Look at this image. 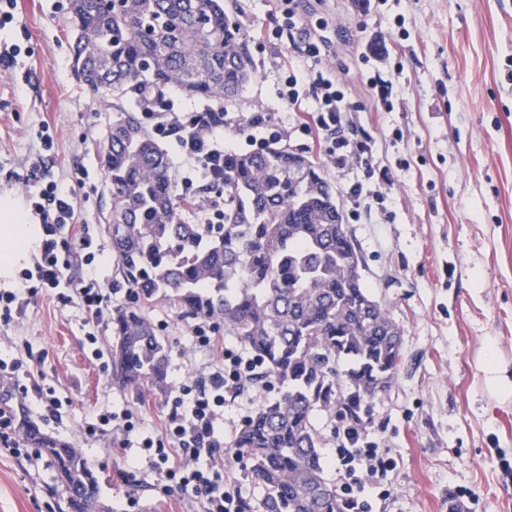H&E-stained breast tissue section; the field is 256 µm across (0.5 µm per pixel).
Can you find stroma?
<instances>
[{
    "label": "stroma",
    "mask_w": 512,
    "mask_h": 512,
    "mask_svg": "<svg viewBox=\"0 0 512 512\" xmlns=\"http://www.w3.org/2000/svg\"><path fill=\"white\" fill-rule=\"evenodd\" d=\"M230 19L245 24L255 76L233 106L263 112L270 129L320 168L342 210L346 191L363 184L367 218L346 219L365 286L402 331L403 362L390 388L370 404L365 431L393 461L385 483L391 497L378 512H448L458 489L470 490L473 512H512V0H371L358 26L357 0H296L298 18L328 43L325 67L347 93L354 138L368 140L374 168L392 186L365 179L362 168L338 170L301 131L288 128L279 91L298 65L300 34L266 42L280 24L278 0H224ZM27 42L26 84L0 70V200L25 202V173L40 149L33 131L49 127L58 180L74 186L77 215L106 249L101 283H119L108 224L112 195L100 157L115 117L111 101L93 99L72 66L70 7L58 0H17L16 23L0 43ZM387 81L380 101L366 73ZM86 179H79V172ZM22 313L0 324V352L29 340L43 361L44 387L63 398L61 420L36 406L28 413L49 435L73 442L103 411L132 410L139 430L132 449L119 434L85 442L101 501L119 512H194L163 496L147 468L131 456L159 425L166 394L134 397L112 384L111 371L89 361L80 311L45 292L23 296ZM146 315L167 341L168 379L198 368L190 323L174 308ZM277 386L262 381L227 394L220 451L224 477L240 490L248 512H261L264 489L234 456L232 443ZM62 495L48 459L0 453V512H61Z\"/></svg>",
    "instance_id": "obj_1"
}]
</instances>
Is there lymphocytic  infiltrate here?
<instances>
[{
  "label": "lymphocytic infiltrate",
  "mask_w": 512,
  "mask_h": 512,
  "mask_svg": "<svg viewBox=\"0 0 512 512\" xmlns=\"http://www.w3.org/2000/svg\"><path fill=\"white\" fill-rule=\"evenodd\" d=\"M327 54L324 42L306 34L300 56L307 68L289 73L279 92L284 107L298 114L299 128L335 168L367 164L366 141L350 140L344 131L342 103L345 93L329 72L317 64ZM153 133L171 143L179 155L191 164L179 171L175 180L182 199L197 197L199 183L223 179L224 159L237 151L235 134L246 131V139L257 143L268 129L267 116L253 112L239 120L220 108L179 111L171 97L143 111ZM37 137L42 153L31 163L22 183L26 188L28 209L39 219L41 237L35 246L33 267L21 273L12 290H0V322L10 323L19 305L20 291L37 293L39 289L57 290V300L75 306L84 316V336L91 359L106 367L108 354L98 336L102 324L112 318L111 293L99 283L98 258L104 250L97 244L89 225L79 224L75 209V191L54 175L50 151L53 139L47 129ZM80 265V277H70L73 265ZM194 345L208 361L198 373L180 382L174 396L166 401V412L159 429L145 437L141 445L149 453L152 471L163 483L165 494L188 501L198 512H242L243 501L231 483L224 480V456L217 450V431L224 418V395L249 383L257 368L255 358L233 350L218 336L217 328L201 321L193 328ZM44 378L40 361L34 360L27 341L13 346L10 360L0 359V382L10 384L18 407H26L30 389ZM344 445L336 451V460L344 473L341 492L352 512H371L367 489H377L380 499L391 492L382 480L390 463L379 454L374 443L361 430L343 432Z\"/></svg>",
  "instance_id": "lymphocytic-infiltrate-1"
}]
</instances>
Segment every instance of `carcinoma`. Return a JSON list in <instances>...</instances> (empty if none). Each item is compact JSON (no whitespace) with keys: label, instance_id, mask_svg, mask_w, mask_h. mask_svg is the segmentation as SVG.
<instances>
[{"label":"carcinoma","instance_id":"1","mask_svg":"<svg viewBox=\"0 0 512 512\" xmlns=\"http://www.w3.org/2000/svg\"><path fill=\"white\" fill-rule=\"evenodd\" d=\"M74 68L116 118L102 164L112 193V248L123 286L184 321L215 320L284 387L241 427L235 454L266 490L263 512H348L329 484L321 411L363 426L365 404L386 392L400 366L401 330L357 271L344 214L318 167L274 142L224 159V223L187 224L192 200L173 194L171 164L142 106L176 89L222 104L254 76L248 36L224 0H98L70 4ZM112 384L139 393L168 386V349L140 306L112 309ZM17 434L48 457L68 512H108L86 459L70 444L16 418Z\"/></svg>","mask_w":512,"mask_h":512}]
</instances>
